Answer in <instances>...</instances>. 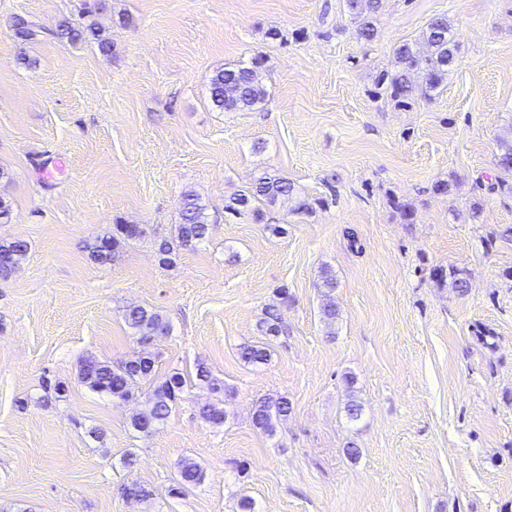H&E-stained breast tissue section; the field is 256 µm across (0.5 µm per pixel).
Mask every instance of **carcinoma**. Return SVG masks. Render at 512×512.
Instances as JSON below:
<instances>
[{"mask_svg":"<svg viewBox=\"0 0 512 512\" xmlns=\"http://www.w3.org/2000/svg\"><path fill=\"white\" fill-rule=\"evenodd\" d=\"M381 8V0H346V9L357 23V36L371 42L377 34L376 15ZM16 34L22 39L36 35L38 24L29 18L14 17ZM84 31L69 21L59 23L52 35L60 40L75 42L81 39ZM426 50L422 51L415 42H404L393 50V62L380 71L371 89L373 96L385 97L395 106L408 107L417 99H430L438 94L453 71L458 56V46L451 37V24L448 16L433 18L422 33ZM267 90L263 82L261 65L257 60L238 64L215 71L209 86V99L212 106L221 112L253 110L266 102ZM492 189L512 196V144L504 143L496 160V172L487 178ZM277 203L289 204L292 214L302 218L315 213L316 208L328 203L325 198L310 200L301 196L295 184L278 173H265L250 180L246 189L229 198L224 211L232 215L249 214L256 222L264 219L263 207ZM141 229L132 224H116L114 228L97 237L89 246L90 256L101 263L112 260L122 242L139 237ZM209 234L208 216L197 195L187 192L182 198L181 224L175 239H163L157 245L161 261L166 262L181 249H193L202 244ZM27 244L23 241L1 242L0 254L10 256L11 264L0 266V279L6 280L15 272L21 259L26 255ZM449 287L458 294L469 291V280L464 270L455 268L449 271ZM322 303L320 312L325 324L331 326L338 311L334 300L336 277L328 269L321 271ZM127 326L134 331L137 340L149 344L168 332V324L163 317L140 305H129L123 313ZM241 359L249 364L267 360L268 349L263 346L245 345L240 350ZM155 361L152 357L140 354L119 365L96 358L84 359L79 367V379L93 392L117 399L131 396L132 387L140 381H154ZM182 377L172 375L156 384L142 409L132 415L131 428L143 435L153 433L171 415L172 409L184 391ZM291 411V403L285 397L264 398L253 405V426L267 434L273 433L275 423L286 419ZM200 418L211 425L224 423V409L215 404L199 407ZM204 478L198 464L186 459L179 471V484L196 485Z\"/></svg>","mask_w":512,"mask_h":512,"instance_id":"cac0c4a2","label":"carcinoma"}]
</instances>
